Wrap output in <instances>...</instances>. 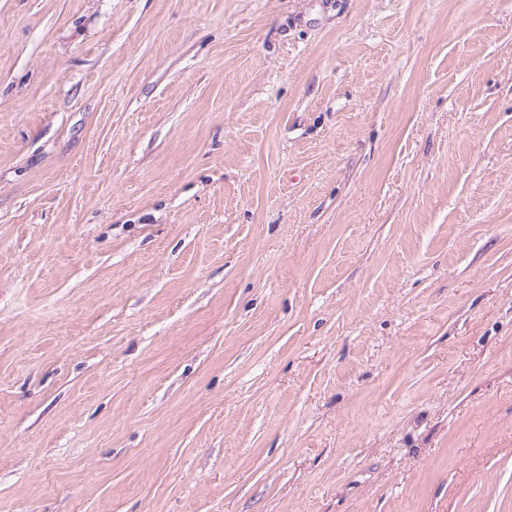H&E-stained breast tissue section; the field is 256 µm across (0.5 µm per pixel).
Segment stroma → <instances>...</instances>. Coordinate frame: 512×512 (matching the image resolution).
Wrapping results in <instances>:
<instances>
[{"mask_svg":"<svg viewBox=\"0 0 512 512\" xmlns=\"http://www.w3.org/2000/svg\"><path fill=\"white\" fill-rule=\"evenodd\" d=\"M0 512H512V0H0Z\"/></svg>","mask_w":512,"mask_h":512,"instance_id":"stroma-1","label":"stroma"}]
</instances>
